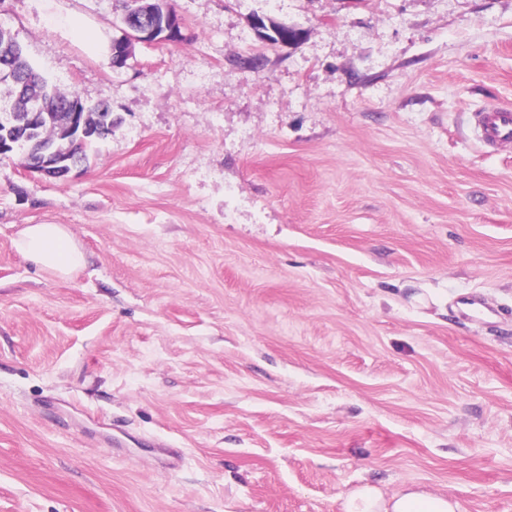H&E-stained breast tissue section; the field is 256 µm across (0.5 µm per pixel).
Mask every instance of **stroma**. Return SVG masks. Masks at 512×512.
Segmentation results:
<instances>
[{"label": "stroma", "mask_w": 512, "mask_h": 512, "mask_svg": "<svg viewBox=\"0 0 512 512\" xmlns=\"http://www.w3.org/2000/svg\"><path fill=\"white\" fill-rule=\"evenodd\" d=\"M168 3L116 70L115 0H0L113 121L64 179L0 156V512H512V141L470 124L512 108V0ZM130 14V32L126 34V40L115 42L111 48L113 68H120L126 64L131 40L145 44L177 43L182 37V21L176 12L169 15L164 28H159L153 10L136 7ZM164 29L166 32L163 34ZM24 257L61 277L84 264V254L61 224H30L15 242ZM343 508L344 512H461L460 504L446 496L410 487L385 497L381 490L371 485L350 492Z\"/></svg>", "instance_id": "35a3bbf8"}]
</instances>
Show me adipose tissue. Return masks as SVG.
Wrapping results in <instances>:
<instances>
[{"mask_svg":"<svg viewBox=\"0 0 512 512\" xmlns=\"http://www.w3.org/2000/svg\"><path fill=\"white\" fill-rule=\"evenodd\" d=\"M24 257L43 268L65 277L81 267L84 254L66 227L60 224H31L15 242ZM344 512H461L454 499L413 488L384 495L371 485L350 492Z\"/></svg>","mask_w":512,"mask_h":512,"instance_id":"adipose-tissue-1","label":"adipose tissue"}]
</instances>
